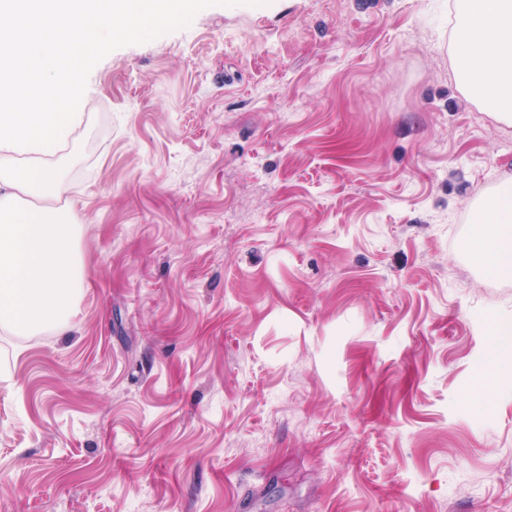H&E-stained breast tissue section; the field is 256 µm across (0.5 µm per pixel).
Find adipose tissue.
I'll list each match as a JSON object with an SVG mask.
<instances>
[{"label":"adipose tissue","instance_id":"adipose-tissue-1","mask_svg":"<svg viewBox=\"0 0 512 512\" xmlns=\"http://www.w3.org/2000/svg\"><path fill=\"white\" fill-rule=\"evenodd\" d=\"M450 45L464 96L512 125V0H453ZM473 257L512 279V177L497 184L473 219Z\"/></svg>","mask_w":512,"mask_h":512}]
</instances>
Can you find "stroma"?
Wrapping results in <instances>:
<instances>
[{
    "label": "stroma",
    "mask_w": 512,
    "mask_h": 512,
    "mask_svg": "<svg viewBox=\"0 0 512 512\" xmlns=\"http://www.w3.org/2000/svg\"><path fill=\"white\" fill-rule=\"evenodd\" d=\"M453 0L215 6L91 71L69 327H0V512H512V126ZM473 257L496 277L512 279V177L497 184L492 198L477 208Z\"/></svg>",
    "instance_id": "obj_1"
}]
</instances>
